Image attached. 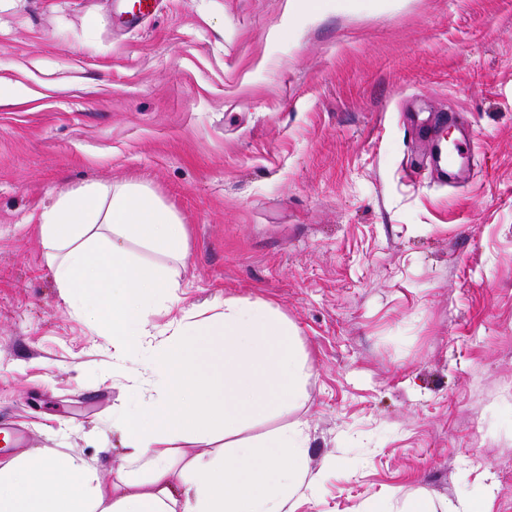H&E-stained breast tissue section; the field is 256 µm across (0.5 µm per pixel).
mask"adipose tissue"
<instances>
[{"instance_id":"obj_1","label":"adipose tissue","mask_w":512,"mask_h":512,"mask_svg":"<svg viewBox=\"0 0 512 512\" xmlns=\"http://www.w3.org/2000/svg\"><path fill=\"white\" fill-rule=\"evenodd\" d=\"M38 227L59 288L97 292L123 359L145 361L149 406L112 421L125 464L101 478L83 457L0 461V512H294L316 488L306 423L241 438L251 417L300 410L310 377L296 326L265 301L225 298L219 320H179L156 353L142 338L174 281L132 244L181 259L186 231L146 186L87 185L59 197ZM363 512H485L462 499L373 497Z\"/></svg>"}]
</instances>
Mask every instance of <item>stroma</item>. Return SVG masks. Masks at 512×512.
<instances>
[{"label":"stroma","mask_w":512,"mask_h":512,"mask_svg":"<svg viewBox=\"0 0 512 512\" xmlns=\"http://www.w3.org/2000/svg\"><path fill=\"white\" fill-rule=\"evenodd\" d=\"M0 0V460L124 463L113 415L146 402L58 288L37 217L92 183L148 187L187 232L171 321L277 306L308 355L296 512L373 496L512 512V0ZM474 130L469 179L419 125Z\"/></svg>","instance_id":"stroma-1"}]
</instances>
